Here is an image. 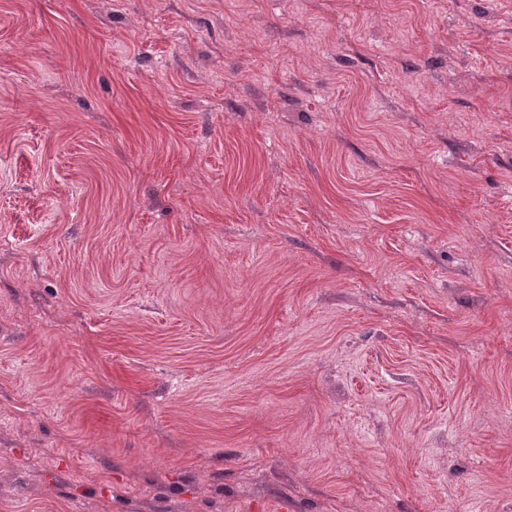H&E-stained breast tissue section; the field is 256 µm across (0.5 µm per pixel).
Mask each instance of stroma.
I'll return each mask as SVG.
<instances>
[{"label": "stroma", "instance_id": "1", "mask_svg": "<svg viewBox=\"0 0 512 512\" xmlns=\"http://www.w3.org/2000/svg\"><path fill=\"white\" fill-rule=\"evenodd\" d=\"M512 512V0H0V512Z\"/></svg>", "mask_w": 512, "mask_h": 512}]
</instances>
